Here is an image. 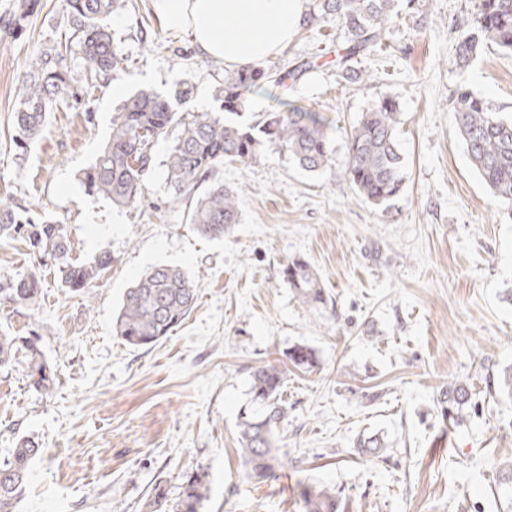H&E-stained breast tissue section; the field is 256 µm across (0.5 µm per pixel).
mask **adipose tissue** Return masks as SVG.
Wrapping results in <instances>:
<instances>
[{
    "mask_svg": "<svg viewBox=\"0 0 512 512\" xmlns=\"http://www.w3.org/2000/svg\"><path fill=\"white\" fill-rule=\"evenodd\" d=\"M164 26L189 31L199 54L254 67L281 51L302 25L307 0H155Z\"/></svg>",
    "mask_w": 512,
    "mask_h": 512,
    "instance_id": "adipose-tissue-1",
    "label": "adipose tissue"
}]
</instances>
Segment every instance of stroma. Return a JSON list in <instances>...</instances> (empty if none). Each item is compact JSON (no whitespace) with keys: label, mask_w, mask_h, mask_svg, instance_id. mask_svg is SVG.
<instances>
[{"label":"stroma","mask_w":512,"mask_h":512,"mask_svg":"<svg viewBox=\"0 0 512 512\" xmlns=\"http://www.w3.org/2000/svg\"><path fill=\"white\" fill-rule=\"evenodd\" d=\"M17 0H0V199L65 224L72 258L107 251L114 263L86 293L61 288L18 240H0V277L39 270L30 306L0 304V333L37 335L56 368L51 393L36 391L25 358L0 369V461L29 437L42 453L18 512H172L184 475L204 471L202 512H303L301 491L324 486L339 512H512L502 466L512 458V398L488 394L486 374L512 366V212L472 167L452 120L467 85L512 114V56L496 46L467 68L454 63L463 22L479 0H416L388 31L383 50L362 57L359 83L344 81L336 55L347 43L330 18L295 34L267 66L308 65L288 93L248 97V124L291 103L333 125V161L318 172L268 151L248 168L225 163L240 222L221 240L200 236L172 202L163 161L140 203L115 209L80 175L106 141L126 94L193 86L192 107L223 116L209 58L190 33L164 27L155 0H118L110 26L121 60L114 78L88 88L63 0H39L14 24ZM153 36L154 45L144 43ZM65 46L71 88L28 151L17 148L16 89L45 49ZM398 104L406 186L387 208L364 203L344 177L346 135L379 97ZM320 273L327 307L303 304L281 271L293 258ZM181 267L199 299L152 349L112 334L122 294L155 265ZM312 347V370L290 368L277 427L288 465L264 484L248 480L239 423L255 412L251 374ZM465 383L476 409L449 427L436 400ZM382 433L385 459L362 454L359 435ZM166 499L153 503L155 485Z\"/></svg>","instance_id":"1"}]
</instances>
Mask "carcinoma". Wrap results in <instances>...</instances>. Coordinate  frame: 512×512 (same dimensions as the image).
<instances>
[{
  "label": "carcinoma",
  "instance_id": "carcinoma-1",
  "mask_svg": "<svg viewBox=\"0 0 512 512\" xmlns=\"http://www.w3.org/2000/svg\"><path fill=\"white\" fill-rule=\"evenodd\" d=\"M117 0H66L68 19L74 26L82 51L86 80L118 71L120 60L113 45L109 19ZM402 0H311L307 22L328 17L341 21L349 32L344 54L337 62L341 76L352 82L364 80L365 73L352 65L361 55L382 49L387 30L399 16ZM466 31L456 45V64L469 66L483 47L493 43L512 53V0H481L475 16L465 24ZM64 55L56 47L46 50L31 64L18 84L12 123L16 141L25 148L44 128L46 114L59 96L71 87L70 74L62 65ZM217 76V96L225 112L237 114L247 106L248 95L271 85L288 89L307 69L280 74L271 68L227 69L224 61L211 62ZM188 85L172 92L141 90L129 95L112 119L107 141L93 163L82 173L81 181L91 194L100 195L116 207H130L141 200L146 179L152 171L155 145L170 140L165 181L175 203L191 196L207 184L188 215L189 223L210 239H222L239 223V193L224 186L219 177L224 162L247 168L266 151L285 152L301 169L319 171L333 160L330 121L303 107L271 111L255 124L224 121L208 112L175 106L189 102ZM453 119L467 155L478 174L512 211V119L504 117L468 86L457 87L453 99ZM398 107L389 96L375 101L362 113L347 136L344 175L359 197L380 207L397 197L406 185V164L396 137ZM22 238L32 254L53 259L61 286L82 293L94 286L110 270L114 258L105 251L89 262L70 256L64 225L32 213L21 215L8 200H0V238ZM283 281L307 306L327 304V295L317 271L306 260L294 258L281 271ZM41 294L35 272L0 277V303L30 305ZM197 301L192 279L180 268L156 265L146 271L123 295L113 319V331L134 348L149 349L179 326ZM24 353L30 384L48 394L55 384V368L40 348L25 337L0 335V367H6ZM288 361L309 370L318 362L316 352L304 344L288 349ZM285 372L266 363L252 373L251 394L261 408L258 418L243 417L240 424L241 457L248 478L257 483L274 479L286 467L276 446L275 428L287 414L282 399ZM488 389L512 397V368L489 378ZM473 393L463 383L448 386L440 396L443 417L453 425L464 420ZM357 447L371 456L385 454L388 444L379 435L359 437ZM39 444L20 439L10 456L0 463V512H16L30 475L32 461L39 455ZM207 487V473L184 476L175 512H201ZM304 512H338V494L326 488H303Z\"/></svg>",
  "mask_w": 512,
  "mask_h": 512
}]
</instances>
